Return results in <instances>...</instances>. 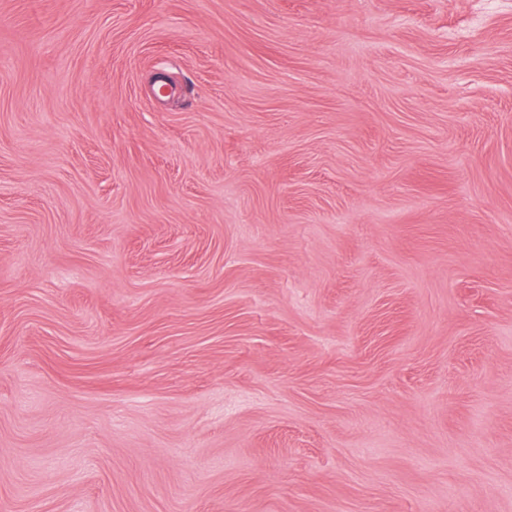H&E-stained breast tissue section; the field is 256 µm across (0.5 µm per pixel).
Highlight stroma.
Listing matches in <instances>:
<instances>
[{
	"label": "stroma",
	"instance_id": "stroma-1",
	"mask_svg": "<svg viewBox=\"0 0 512 512\" xmlns=\"http://www.w3.org/2000/svg\"><path fill=\"white\" fill-rule=\"evenodd\" d=\"M0 512H512V0H0Z\"/></svg>",
	"mask_w": 512,
	"mask_h": 512
}]
</instances>
